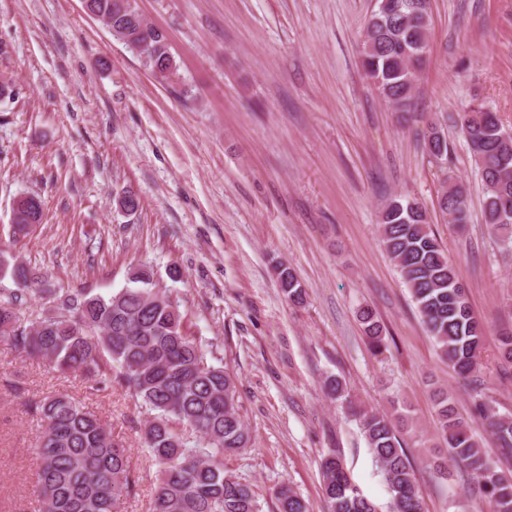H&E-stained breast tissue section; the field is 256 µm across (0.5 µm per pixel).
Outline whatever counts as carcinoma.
<instances>
[{"mask_svg":"<svg viewBox=\"0 0 512 512\" xmlns=\"http://www.w3.org/2000/svg\"><path fill=\"white\" fill-rule=\"evenodd\" d=\"M84 5L153 74L167 81L177 76L166 34L146 20L134 0H84ZM431 25L430 0H391L364 35L362 70L394 112L412 108L414 72L424 58H414L407 50H426ZM459 128L479 166L483 224L512 254V217L503 215L505 206L512 207V133L506 134L497 113L482 102L459 115ZM423 141L429 155L448 156L438 127H429ZM441 207L454 224L471 219L467 191L452 180ZM22 214L12 225L16 236L25 235L29 223L43 220L41 199H26ZM380 224L381 242L440 357L461 375L475 372L484 326L473 316L466 289L426 210L414 199L394 195L381 212ZM2 272L10 274L17 288L0 294L1 342L103 387L116 384L153 413L142 431L143 445L159 466L150 512H260L252 485L224 469V454L250 442L234 400V375L227 365L210 362L209 351L186 332L177 301L155 287L151 266L132 268L130 286L108 296L85 290L60 295L38 271L0 253ZM278 276L288 303H304L305 290L291 268L280 264ZM27 294L47 301L52 312L34 320L26 317L22 305ZM360 321L369 347L381 351L385 332L380 321L365 308ZM324 390L352 408L340 378H326ZM434 401L448 448V458L436 462V468L447 467L449 459L472 468L490 512H512V474L498 469L481 448L448 394L439 391ZM33 407L41 427L33 448L38 512H115L135 486L130 450L97 415L66 395L46 396ZM355 416L390 494L392 512H422L415 468L392 420L367 406ZM475 417L486 421L499 447L512 450L511 414L498 415L479 399ZM321 471L329 512H377L338 457H325ZM274 497L277 512H309L305 500L285 483L274 489Z\"/></svg>","mask_w":512,"mask_h":512,"instance_id":"1","label":"carcinoma"}]
</instances>
